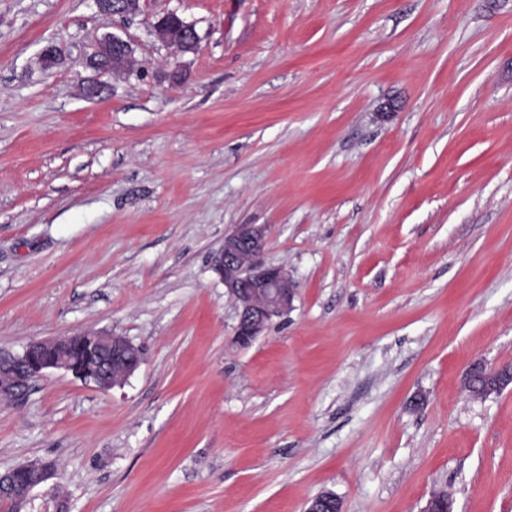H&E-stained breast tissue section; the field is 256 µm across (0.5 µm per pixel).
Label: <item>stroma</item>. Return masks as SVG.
Returning <instances> with one entry per match:
<instances>
[{
  "label": "stroma",
  "instance_id": "stroma-1",
  "mask_svg": "<svg viewBox=\"0 0 512 512\" xmlns=\"http://www.w3.org/2000/svg\"><path fill=\"white\" fill-rule=\"evenodd\" d=\"M238 224L297 284L247 347ZM86 331L143 361L0 400V471L49 472L16 512H512V389L463 385L512 363V0H0V352ZM98 9L105 13L120 17H127L140 8V0H94ZM153 34L162 43L174 46L182 52L195 51L199 43L195 26L173 12L167 13L156 22ZM132 54L131 44L112 34L99 42L90 65L103 74H122L128 70ZM477 377L486 383L483 395H486L487 391L499 394L512 386V363L489 365L479 362L470 366L464 377V388L471 396Z\"/></svg>",
  "mask_w": 512,
  "mask_h": 512
}]
</instances>
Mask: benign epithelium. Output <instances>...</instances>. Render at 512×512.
Returning a JSON list of instances; mask_svg holds the SVG:
<instances>
[{"instance_id":"1","label":"benign epithelium","mask_w":512,"mask_h":512,"mask_svg":"<svg viewBox=\"0 0 512 512\" xmlns=\"http://www.w3.org/2000/svg\"><path fill=\"white\" fill-rule=\"evenodd\" d=\"M98 9L105 13L127 17L140 8V0H95ZM153 34L162 43L178 48L182 52H193L199 43V36L193 24L171 12L162 16L155 24ZM131 44L116 36L101 40L91 58V66L103 74L117 75L126 72L132 60ZM266 230L258 224H237L224 237V246L215 258L214 270L224 283L227 293L234 297L238 309L236 326L237 339L247 344L259 336L273 318L292 308L296 293V282L281 265L266 256ZM81 341L88 350L101 354L100 369L93 375L85 376L63 357H47L43 347L48 342H37L27 347L21 356L0 354V370H7L19 361H28L31 371L39 375L47 369L63 370L76 378L95 384L103 391L117 384L112 378L111 367H121L119 373L127 377L139 364L123 368L129 343L122 336H108L101 343L95 337L86 335ZM486 383V390L501 393L512 386V363H475L467 370L464 388L472 392L476 379ZM47 473L24 484L15 482L11 472L0 474V499L12 502L22 501L30 492L45 482Z\"/></svg>"}]
</instances>
